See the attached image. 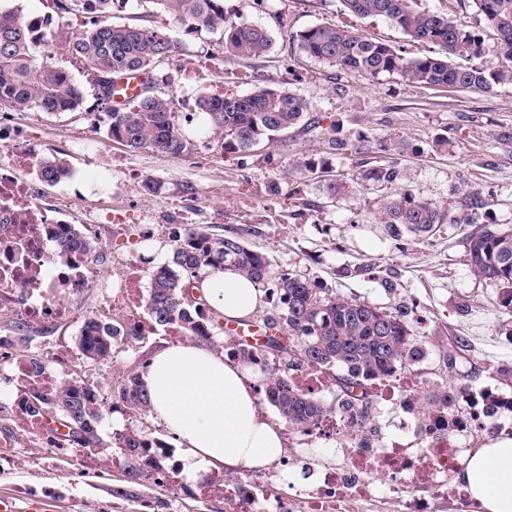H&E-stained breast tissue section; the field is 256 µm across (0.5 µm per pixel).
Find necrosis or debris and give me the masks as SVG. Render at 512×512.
I'll list each match as a JSON object with an SVG mask.
<instances>
[{"label":"necrosis or debris","mask_w":512,"mask_h":512,"mask_svg":"<svg viewBox=\"0 0 512 512\" xmlns=\"http://www.w3.org/2000/svg\"><path fill=\"white\" fill-rule=\"evenodd\" d=\"M0 140L10 144L9 150L0 153V310L11 312L20 324L75 322L73 299L103 287V272L95 260L78 251L61 260L53 257L54 240L68 236L72 225L65 211L46 208L31 183L17 175L19 169L37 168L42 143L18 129L7 112L0 114ZM15 344L14 334L0 336V379L8 385L20 420L29 425L33 419L24 409L29 389L54 387L67 371L70 353H49L36 367L14 358ZM504 406L501 397L485 395L463 418L425 424L426 445L414 448L386 444L357 430L359 408L340 403L315 428L316 435L333 443L334 450L330 457L307 460V469L315 477L310 487L272 503L242 477L221 483L202 481L197 493L223 495L225 512H353L357 503L381 492L400 499L403 512H430V497L450 492L448 475L457 464V437L483 426L487 417ZM413 484L429 489V497L409 495Z\"/></svg>","instance_id":"necrosis-or-debris-1"}]
</instances>
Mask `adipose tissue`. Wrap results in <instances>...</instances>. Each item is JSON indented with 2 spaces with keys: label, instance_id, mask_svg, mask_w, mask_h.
Wrapping results in <instances>:
<instances>
[{
  "label": "adipose tissue",
  "instance_id": "obj_1",
  "mask_svg": "<svg viewBox=\"0 0 512 512\" xmlns=\"http://www.w3.org/2000/svg\"><path fill=\"white\" fill-rule=\"evenodd\" d=\"M195 288L228 320L253 316L261 304L257 284L230 269L210 271ZM141 378L187 480L212 468L261 470L283 455L280 426L261 413L244 367L223 353L167 345ZM455 479L480 512H512V438L467 451Z\"/></svg>",
  "mask_w": 512,
  "mask_h": 512
}]
</instances>
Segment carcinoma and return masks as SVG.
<instances>
[{
	"mask_svg": "<svg viewBox=\"0 0 512 512\" xmlns=\"http://www.w3.org/2000/svg\"><path fill=\"white\" fill-rule=\"evenodd\" d=\"M85 0H55L57 25L67 32L65 42L94 75L97 99L108 102L114 80L132 72H146L151 80L130 108L108 113L112 139L131 151L149 148L174 159L187 156L193 143L175 122L174 97L159 87L161 64L172 60L179 43L169 34L142 25L105 26L93 22L88 28L67 31L69 15ZM157 8L175 15L192 29L221 31L224 54L259 57L271 46L269 31L231 13L225 0H149ZM358 18H382L410 40L438 47L439 52L408 58L396 48L367 37L357 29L313 25L295 35L306 55L359 76L397 77L405 83L452 87L463 91L490 92L501 84H512V0H470L480 24L493 36L505 62L494 67L477 63L486 56L485 39L458 26L450 17L422 7V0H342ZM40 49L14 10H0V106L18 112L38 110L49 114L77 112L83 92L69 73L37 62ZM198 106L214 134L224 145L246 153L256 144L272 141L275 134L300 124L307 102L287 89L256 86L245 95L199 97ZM68 174L64 160L42 163L41 176L56 182ZM376 183H392L397 170L377 167L367 172ZM441 207L409 190L383 198L379 223L399 237L405 232L429 235L444 223ZM468 262L473 275L498 289L501 306L512 309V228L478 230L468 240ZM231 268L264 289L267 308L255 319L267 332L264 342L234 344L247 355L278 358V367L266 368V402L276 408L288 427L308 430L328 408L302 394L288 375L305 366L324 370L337 368L341 398L347 405L359 404L357 390L408 370L422 355L401 312H387L336 296L327 288L300 279L286 270L272 271L269 259L249 248L239 236H215L200 227H185L174 240L168 261L151 277L145 307L150 328L179 327L196 344L211 346L214 334L224 331V320L204 299L192 295L194 278L208 268ZM125 323L114 320L94 327V334L80 340L82 352L105 358L115 347L113 338ZM118 406L143 415L151 411L148 390L137 375L117 392ZM416 413L424 421L436 413L459 415L448 390L431 389L412 398ZM27 412L41 420L66 425L65 437L78 447L97 448L100 439L91 431L103 420V409L81 383H68L50 393L32 391ZM123 466L136 477L145 474L140 439L125 441Z\"/></svg>",
	"mask_w": 512,
	"mask_h": 512,
	"instance_id": "1",
	"label": "carcinoma"
}]
</instances>
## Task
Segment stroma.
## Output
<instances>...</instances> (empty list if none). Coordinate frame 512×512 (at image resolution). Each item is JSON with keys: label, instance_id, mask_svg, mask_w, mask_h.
Here are the masks:
<instances>
[{"label": "stroma", "instance_id": "35a3bbf8", "mask_svg": "<svg viewBox=\"0 0 512 512\" xmlns=\"http://www.w3.org/2000/svg\"><path fill=\"white\" fill-rule=\"evenodd\" d=\"M239 16L265 27L272 46L259 57L224 55L219 35L192 30L149 0H122L101 23L163 27L183 46L165 65L167 90L177 116H191L186 131L192 154L173 159L150 149L136 152L112 139L95 120L105 109L96 99L93 76L63 44L44 63L65 69L84 94L81 111L42 114L38 124L20 112L17 123L32 128L47 156L67 160L71 174L60 182L38 183L41 201L76 213L122 212L126 222L103 227L106 240L96 259L109 282L74 299L79 314L146 319L142 304L113 308L112 285L124 261L140 257L139 277L149 282L172 249L175 224L209 227L218 235L239 234L265 254L273 269H285L332 290L336 296L402 310L425 354L413 370L419 390L445 385L459 397L494 393L512 396V312L500 309L496 291L468 267L467 243L476 228L512 227V84L488 93L448 92L406 85L395 77H357L303 54L294 39L317 24L358 29L402 50L429 54L430 45L411 41L382 19H360L340 0H225ZM285 88L304 98L308 119L278 133L273 143L249 152L221 148L198 113L200 94L244 95L254 87ZM337 127L340 137L365 140L362 152L332 154L323 133ZM92 142L74 149L76 138ZM444 146H437V139ZM397 168L401 177L383 186L366 181V170ZM158 182L156 192L142 183ZM435 201L446 214L431 236H389L378 221L383 197L401 189ZM477 224H469L471 212ZM151 220L155 237L140 243L137 232ZM22 356H41L63 346L78 353L74 326H27ZM168 336L157 329L142 344L121 348L107 360L79 357L70 377L104 383V400L124 377L141 373ZM460 348L453 368L449 350ZM371 415L385 438L421 446L416 418L398 399L371 402ZM126 417L107 414L98 427L103 448L91 452L96 466L85 474L74 456L50 451L38 429L24 426L0 396V439L11 448L0 454V496L52 500L54 512H225L220 498L209 500L185 483L172 493L165 483L127 482L115 458L113 436Z\"/></svg>", "mask_w": 512, "mask_h": 512}]
</instances>
